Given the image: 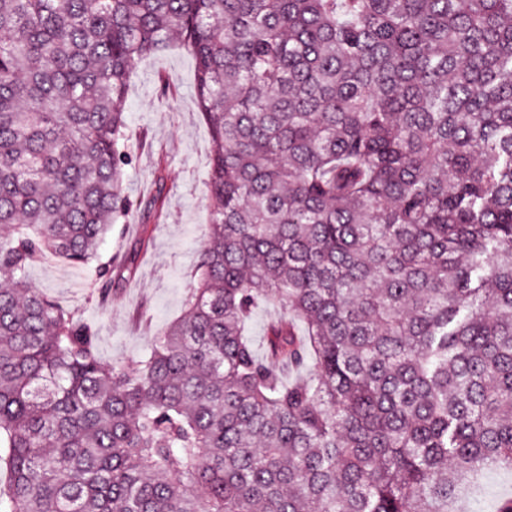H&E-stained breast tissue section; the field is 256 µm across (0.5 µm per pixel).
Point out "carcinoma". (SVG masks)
Instances as JSON below:
<instances>
[{
  "instance_id": "cac0c4a2",
  "label": "carcinoma",
  "mask_w": 512,
  "mask_h": 512,
  "mask_svg": "<svg viewBox=\"0 0 512 512\" xmlns=\"http://www.w3.org/2000/svg\"><path fill=\"white\" fill-rule=\"evenodd\" d=\"M174 41L210 232L182 315L105 364L27 274L132 216L128 79ZM500 466L512 0H0V512H448Z\"/></svg>"
}]
</instances>
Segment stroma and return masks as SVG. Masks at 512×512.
I'll return each mask as SVG.
<instances>
[{"label": "stroma", "mask_w": 512, "mask_h": 512, "mask_svg": "<svg viewBox=\"0 0 512 512\" xmlns=\"http://www.w3.org/2000/svg\"><path fill=\"white\" fill-rule=\"evenodd\" d=\"M195 75L193 56L174 48L141 62L130 79L127 147L132 163L126 179L136 208L127 223L114 226L99 254L123 259L134 247L139 224L157 223L149 249L137 258L136 278L113 275L112 298L102 306L90 294L96 284L94 265L75 268L47 260L28 272L32 285L97 328L107 363L135 366L149 339L181 316L195 253L209 232L204 185L211 134L194 100ZM159 180L166 199L157 220L144 205ZM507 498H512V470H487L477 486L462 489L454 512H492Z\"/></svg>", "instance_id": "35a3bbf8"}]
</instances>
